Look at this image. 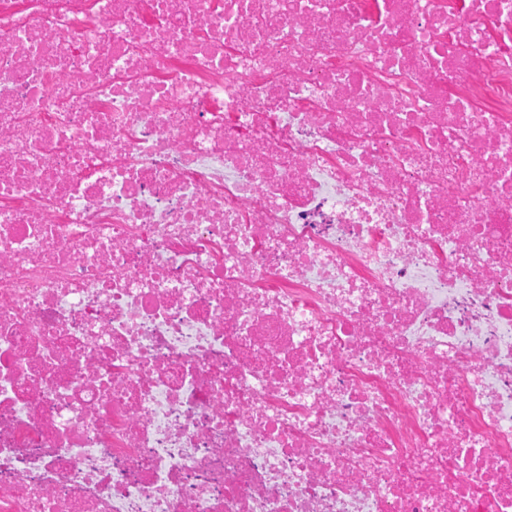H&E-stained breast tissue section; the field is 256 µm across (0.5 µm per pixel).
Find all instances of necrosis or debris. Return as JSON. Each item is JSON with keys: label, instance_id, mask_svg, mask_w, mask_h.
Listing matches in <instances>:
<instances>
[{"label": "necrosis or debris", "instance_id": "obj_1", "mask_svg": "<svg viewBox=\"0 0 512 512\" xmlns=\"http://www.w3.org/2000/svg\"><path fill=\"white\" fill-rule=\"evenodd\" d=\"M0 512H512V0H0Z\"/></svg>", "mask_w": 512, "mask_h": 512}]
</instances>
